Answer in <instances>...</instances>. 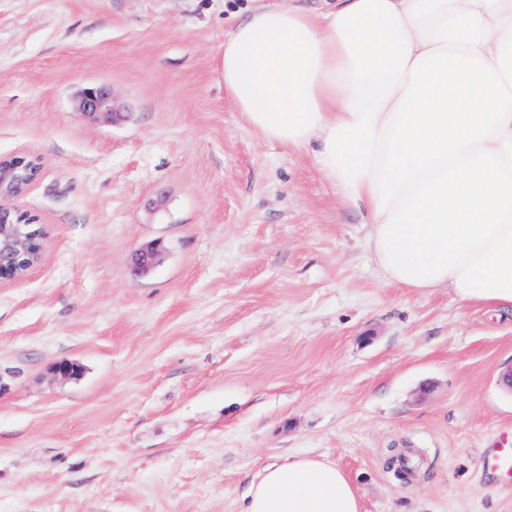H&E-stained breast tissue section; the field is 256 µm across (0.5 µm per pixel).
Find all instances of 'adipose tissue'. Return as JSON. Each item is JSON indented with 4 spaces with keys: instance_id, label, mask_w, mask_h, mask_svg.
I'll list each match as a JSON object with an SVG mask.
<instances>
[{
    "instance_id": "obj_1",
    "label": "adipose tissue",
    "mask_w": 512,
    "mask_h": 512,
    "mask_svg": "<svg viewBox=\"0 0 512 512\" xmlns=\"http://www.w3.org/2000/svg\"><path fill=\"white\" fill-rule=\"evenodd\" d=\"M262 140L309 150L363 210L383 278L512 310V0H268L224 41ZM243 512H361L336 465L264 468Z\"/></svg>"
}]
</instances>
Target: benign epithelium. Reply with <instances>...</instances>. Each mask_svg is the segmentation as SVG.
<instances>
[{
    "label": "benign epithelium",
    "mask_w": 512,
    "mask_h": 512,
    "mask_svg": "<svg viewBox=\"0 0 512 512\" xmlns=\"http://www.w3.org/2000/svg\"><path fill=\"white\" fill-rule=\"evenodd\" d=\"M80 112L90 116H116L112 90L104 84H93L83 89L79 100ZM22 175L15 166L0 163V282H4L2 274H11V280L23 277L41 259L43 249L26 267L20 266L22 257L28 254L30 240L22 229L21 211L8 205V201L23 194L18 189ZM161 243L155 242L140 250L134 259L132 273L136 276L144 274L154 263L160 253ZM53 372L62 379L76 378L81 367L69 361H61L53 366Z\"/></svg>",
    "instance_id": "benign-epithelium-1"
}]
</instances>
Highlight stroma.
Returning a JSON list of instances; mask_svg holds the SVG:
<instances>
[{"mask_svg": "<svg viewBox=\"0 0 512 512\" xmlns=\"http://www.w3.org/2000/svg\"><path fill=\"white\" fill-rule=\"evenodd\" d=\"M263 2L0 0V157L38 159L46 234L0 284V512H243L295 457L363 512H512L481 471L512 314L385 282L311 153L245 124L217 56ZM80 112L90 116L111 117L117 115L112 90L104 84H93L83 89L79 100Z\"/></svg>", "mask_w": 512, "mask_h": 512, "instance_id": "obj_1", "label": "stroma"}]
</instances>
